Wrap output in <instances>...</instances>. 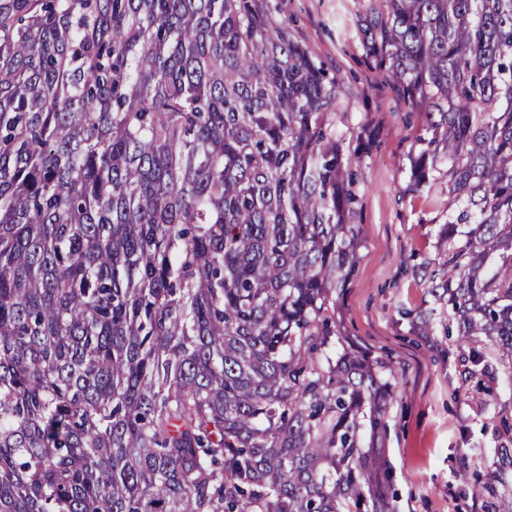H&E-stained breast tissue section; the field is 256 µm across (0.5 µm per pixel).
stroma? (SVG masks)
Masks as SVG:
<instances>
[{
  "label": "stroma",
  "mask_w": 512,
  "mask_h": 512,
  "mask_svg": "<svg viewBox=\"0 0 512 512\" xmlns=\"http://www.w3.org/2000/svg\"><path fill=\"white\" fill-rule=\"evenodd\" d=\"M276 19L309 46L329 77L338 102L334 122L351 158L360 228L359 259L337 291L342 331L382 364L394 387L383 446L396 512H506L512 473L492 491L472 495L460 470H497L501 446L512 443V358L484 337L472 343L414 332L410 315L433 299L422 267L436 259L437 232L448 219L447 186L406 189L409 156L425 126L399 85L376 67L365 26L385 12L384 0H270ZM494 370L466 373L471 349Z\"/></svg>",
  "instance_id": "obj_1"
}]
</instances>
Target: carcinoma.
<instances>
[{
	"label": "carcinoma",
	"instance_id": "cac0c4a2",
	"mask_svg": "<svg viewBox=\"0 0 512 512\" xmlns=\"http://www.w3.org/2000/svg\"><path fill=\"white\" fill-rule=\"evenodd\" d=\"M448 166L429 272L512 356V0L366 30ZM336 81L268 0H0V512H392L388 383L341 340Z\"/></svg>",
	"mask_w": 512,
	"mask_h": 512
}]
</instances>
